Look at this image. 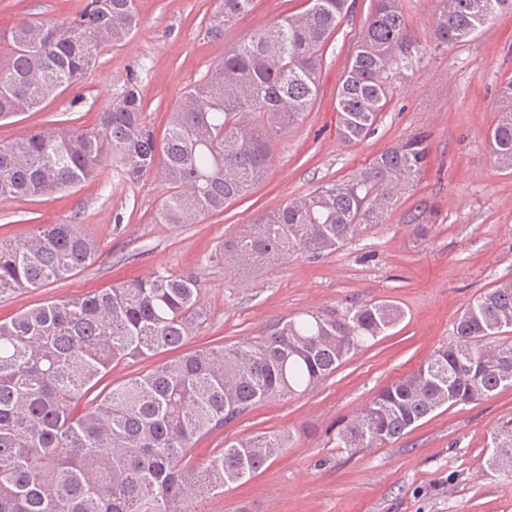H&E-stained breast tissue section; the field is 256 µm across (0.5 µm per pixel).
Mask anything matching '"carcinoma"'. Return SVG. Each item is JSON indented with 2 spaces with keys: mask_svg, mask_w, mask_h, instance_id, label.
Returning <instances> with one entry per match:
<instances>
[{
  "mask_svg": "<svg viewBox=\"0 0 512 512\" xmlns=\"http://www.w3.org/2000/svg\"><path fill=\"white\" fill-rule=\"evenodd\" d=\"M253 0H222L213 36ZM347 0H308L228 47L172 112L163 149L134 86L101 112L99 125L36 128L0 144V199L47 196L95 177L108 161L135 181L160 170L168 192L162 224H193L221 212L264 176L276 141L316 100L323 52ZM512 0H437L433 34L463 42ZM135 0H89L72 19L22 18L0 60V121L32 112L74 87L104 42L138 25ZM410 32L397 0H374L336 93V132L348 144L375 130L393 77L411 64ZM489 145L512 168V77L501 84ZM423 136L376 156L358 176L322 186L261 215L224 241L242 274L280 265L302 250L332 253L368 232L394 188L420 176ZM80 224H43L19 241L0 239V296L68 278L96 257ZM196 272H159L38 305L0 322V512H194L202 493L251 480L290 437L256 432L224 442L205 461L194 439L255 407L306 393L403 317L380 300L276 321L258 340L202 347L123 383L101 385L112 366L178 350L206 321ZM512 280L479 295L451 340L412 374L380 390L343 421L336 446L384 447L441 408L512 387ZM487 469L512 475V419L496 427Z\"/></svg>",
  "mask_w": 512,
  "mask_h": 512,
  "instance_id": "1",
  "label": "carcinoma"
}]
</instances>
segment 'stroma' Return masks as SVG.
<instances>
[{
    "instance_id": "1",
    "label": "stroma",
    "mask_w": 512,
    "mask_h": 512,
    "mask_svg": "<svg viewBox=\"0 0 512 512\" xmlns=\"http://www.w3.org/2000/svg\"><path fill=\"white\" fill-rule=\"evenodd\" d=\"M87 0H0V38L23 14L71 19ZM137 30L98 50L78 85L38 112L0 121V142L57 122L91 128L135 81L146 121L163 140L179 96L223 57L226 47L306 0H254L224 34H209L220 0H136ZM349 10L323 54L317 100L303 122L275 145L263 179L223 212L195 224L156 221L167 194L159 172L125 181L105 164L69 190L0 199V238L18 240L42 224H83L99 252L89 266L47 287L0 298V321L39 304L82 295L156 271L199 272L209 319L188 343L231 345L264 336L273 322L305 310L388 300L402 321L301 396L262 404L192 445L196 459L225 440L256 432L292 434L288 449L254 478L195 501L196 512H512V477L485 466L490 432L512 418V389L441 409L393 444L357 452L337 447L336 431L385 386L416 370L481 293L512 280V169L498 167L487 133L497 92L512 74V13L475 36L441 44L431 34L434 0H399L411 32L412 65L395 79L374 133L356 145L336 137V92L371 0ZM426 135L420 177L394 192L382 224L320 258L295 253L286 263L245 276L220 260L225 239L262 213L318 187L348 180L373 158ZM430 212L425 230L411 218Z\"/></svg>"
}]
</instances>
